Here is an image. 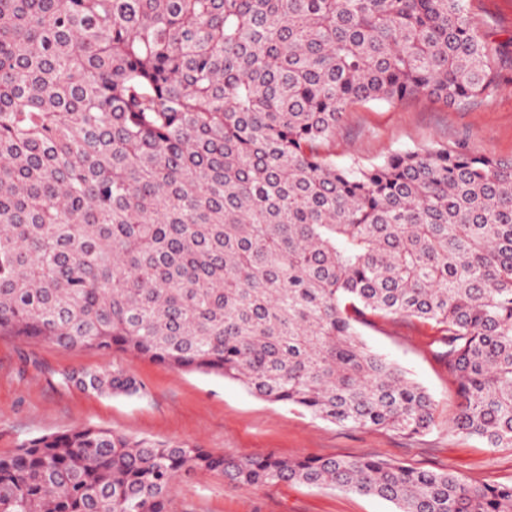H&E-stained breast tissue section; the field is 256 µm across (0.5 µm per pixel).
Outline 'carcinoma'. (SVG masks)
Segmentation results:
<instances>
[{
    "instance_id": "obj_1",
    "label": "carcinoma",
    "mask_w": 512,
    "mask_h": 512,
    "mask_svg": "<svg viewBox=\"0 0 512 512\" xmlns=\"http://www.w3.org/2000/svg\"><path fill=\"white\" fill-rule=\"evenodd\" d=\"M499 54L466 0H0V335L418 436L432 397L354 326L412 318L446 346L453 427L512 448V162L322 153L354 104L490 94ZM62 382L140 392L121 370ZM191 472L512 512V484L92 426L0 457V512H167Z\"/></svg>"
}]
</instances>
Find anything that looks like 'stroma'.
I'll use <instances>...</instances> for the list:
<instances>
[{"instance_id":"1","label":"stroma","mask_w":512,"mask_h":512,"mask_svg":"<svg viewBox=\"0 0 512 512\" xmlns=\"http://www.w3.org/2000/svg\"><path fill=\"white\" fill-rule=\"evenodd\" d=\"M470 20L501 45L499 77L486 97L449 106L429 95L351 106L324 148L339 165L382 162L397 151L463 147L512 161V0H468ZM367 346L396 362L436 405V422L408 437L389 430L346 428L265 401L218 376L172 369L115 352L64 350L48 342L0 336V456L27 440L93 426L129 436L188 442L217 455L374 457L444 471L476 485L512 483V448H490L449 425L457 386L440 357L436 330L404 318L358 324ZM120 368L142 385L136 396L98 395L60 382L71 371ZM168 512H396L392 502L339 489L288 483L246 488L198 473L173 485Z\"/></svg>"}]
</instances>
